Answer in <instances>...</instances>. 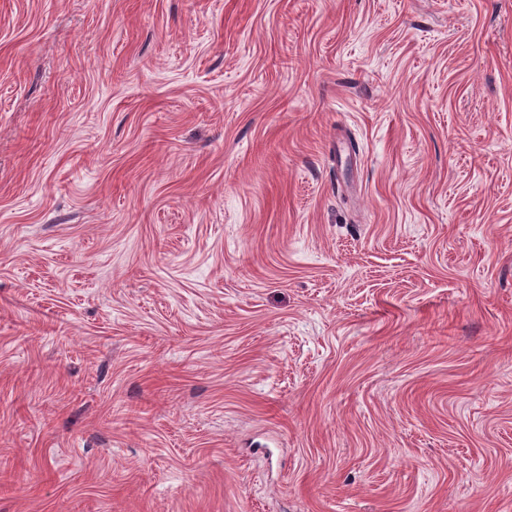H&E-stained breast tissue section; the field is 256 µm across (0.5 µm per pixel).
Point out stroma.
<instances>
[{
  "instance_id": "35a3bbf8",
  "label": "stroma",
  "mask_w": 512,
  "mask_h": 512,
  "mask_svg": "<svg viewBox=\"0 0 512 512\" xmlns=\"http://www.w3.org/2000/svg\"><path fill=\"white\" fill-rule=\"evenodd\" d=\"M0 512H512V0H0Z\"/></svg>"
}]
</instances>
